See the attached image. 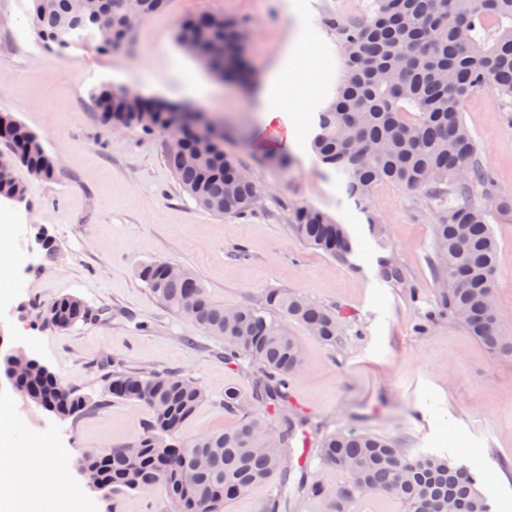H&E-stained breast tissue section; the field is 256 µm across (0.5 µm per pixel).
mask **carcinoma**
Listing matches in <instances>:
<instances>
[{"mask_svg": "<svg viewBox=\"0 0 512 512\" xmlns=\"http://www.w3.org/2000/svg\"><path fill=\"white\" fill-rule=\"evenodd\" d=\"M32 2L38 40L59 53L87 45L116 50L130 33L127 18H145L164 4ZM245 31V26L222 15L201 13L179 23L177 38L209 36V45L195 54L224 64V75L239 76L245 65L240 46ZM336 42L341 77L331 100L317 113L310 142L313 153L333 169L344 193L363 209L370 231L379 238L385 228L368 204L375 184L427 188L444 203L431 260L437 302L415 329L424 333L436 319L447 316L490 352L512 356V341L502 335L496 306L498 244L487 223L489 208L512 212V199L493 188L462 111L464 99L480 90L512 99V0H373L365 21H336ZM93 98L107 121L140 126L149 133L176 130L172 103L110 85L100 87ZM0 144L33 175L54 177V162L39 136L8 112L0 113ZM166 158L201 208L233 216L254 211L257 187L243 166L224 153L223 138L185 134L181 145L167 149ZM474 184L483 187L484 202H459ZM23 195L11 166L1 162L0 197L20 200ZM289 229L339 260L354 252L349 233L315 207L293 208ZM137 274L157 300L224 341L226 361L257 366L252 398L265 408L288 409L290 378L303 366L302 348L288 334V321L299 322L325 342L336 341L340 334L329 308L295 292L272 290L261 308H225L211 301L189 270L171 277L161 263L148 262ZM378 278L401 289L411 302L419 300L395 255L378 260ZM268 310L280 319L267 318ZM42 315L49 326L68 330L93 313L80 299L62 296L42 308ZM108 391L142 403L150 410L151 421L135 441L85 454L78 470L93 475L96 489L114 494L159 488L173 512H224L226 502L276 474L288 480L282 449L306 425L302 418L282 415L276 448L265 419L250 412L224 432L178 439L204 399L195 383L175 374L117 372L109 379ZM17 392L60 419L93 407L90 398L64 386L36 359L20 371ZM319 454L322 463L351 478L335 491L301 480V488L322 499L329 512H345L358 493L395 497L409 512H490L478 473L447 456L409 457L384 438L353 431L325 435Z\"/></svg>", "mask_w": 512, "mask_h": 512, "instance_id": "cac0c4a2", "label": "carcinoma"}]
</instances>
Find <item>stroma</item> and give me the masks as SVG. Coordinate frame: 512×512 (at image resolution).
Segmentation results:
<instances>
[{"label": "stroma", "mask_w": 512, "mask_h": 512, "mask_svg": "<svg viewBox=\"0 0 512 512\" xmlns=\"http://www.w3.org/2000/svg\"><path fill=\"white\" fill-rule=\"evenodd\" d=\"M371 0H166L134 27L125 47L95 46L66 54L44 47L31 26V0H0V112L34 131L55 161L45 180L23 165L13 175L22 200L0 198V227L11 255L0 268V335L46 365L94 409L65 420L0 393L16 438L0 444V462L24 458L41 467L42 451L59 449L84 512H171L161 491L117 496L89 487L76 462L142 435L150 419L134 400L112 397L107 380L117 371L176 373L204 392L181 430L194 437L236 424L224 392L237 389L247 411L279 428L274 412L251 398L255 370L224 360V344L193 319L159 302L137 275L141 264L166 261L190 269L210 299L227 308L260 306L282 288L335 310L342 326L327 344L302 324L288 331L304 356L290 381L289 404L305 416V442L284 456L287 484L272 480L226 502L224 512H259L278 499V512H326L300 489V477L328 489L348 483L344 471L323 464L322 436L338 430L391 440L408 455L429 452L487 472L480 489L491 512H512V358L493 355L461 324L441 319L426 333L415 326L436 302L430 260L438 203L424 190L376 185L370 205L387 228L369 231L364 213L347 199L335 174L309 147L312 119L327 104L340 75L338 19L368 17ZM210 12L246 23L244 55L252 75L234 85L218 78L177 40L188 15ZM308 61L299 106L288 115L299 140L290 167L269 164V149L253 132L260 114L253 100L271 67L288 63V49ZM126 87L146 97L189 104L224 123V151L245 167L260 191L254 212L218 216L197 205L166 160L167 134L106 125L92 98L100 86ZM480 162L496 190L512 196V104L484 90L462 105ZM307 205L329 214L353 239L354 253L340 261L312 248L288 229V207ZM499 247L495 291L502 330L512 336V212H490ZM55 240L54 253L37 243ZM396 251L420 295L404 300L377 276V260ZM61 296H74L98 311L95 320L67 331L46 326L38 314Z\"/></svg>", "instance_id": "stroma-1"}]
</instances>
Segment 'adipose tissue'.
Returning <instances> with one entry per match:
<instances>
[{
	"instance_id": "ef3b65f1",
	"label": "adipose tissue",
	"mask_w": 512,
	"mask_h": 512,
	"mask_svg": "<svg viewBox=\"0 0 512 512\" xmlns=\"http://www.w3.org/2000/svg\"><path fill=\"white\" fill-rule=\"evenodd\" d=\"M284 81L281 69L273 68L257 92L256 109L261 114L258 137L292 146L296 132L285 115L287 107L275 100ZM49 501L54 503L56 512H80L82 508L69 490L59 452L54 448L44 449L43 466L38 471L10 469L7 489L0 492V512H44Z\"/></svg>"
}]
</instances>
